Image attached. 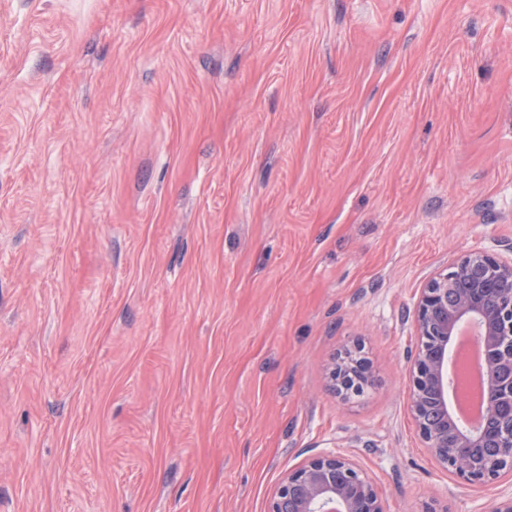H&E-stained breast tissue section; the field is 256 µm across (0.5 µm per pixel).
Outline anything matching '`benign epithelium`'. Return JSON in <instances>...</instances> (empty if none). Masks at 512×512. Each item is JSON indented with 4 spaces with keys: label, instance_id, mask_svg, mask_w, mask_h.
Returning <instances> with one entry per match:
<instances>
[{
    "label": "benign epithelium",
    "instance_id": "benign-epithelium-1",
    "mask_svg": "<svg viewBox=\"0 0 512 512\" xmlns=\"http://www.w3.org/2000/svg\"><path fill=\"white\" fill-rule=\"evenodd\" d=\"M481 330L491 370L488 396L495 408L484 426L465 430L448 410V342L455 328ZM418 344L410 357L408 410L432 460L471 486L512 475V256L485 251L460 255L451 270L421 288L414 311ZM327 378L347 400L373 385L361 344L345 346ZM267 512H386L372 480L353 459L322 450L286 474Z\"/></svg>",
    "mask_w": 512,
    "mask_h": 512
}]
</instances>
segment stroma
<instances>
[{
	"label": "stroma",
	"instance_id": "35a3bbf8",
	"mask_svg": "<svg viewBox=\"0 0 512 512\" xmlns=\"http://www.w3.org/2000/svg\"><path fill=\"white\" fill-rule=\"evenodd\" d=\"M470 251L512 255V0H0V512H266L330 448L482 512L512 480L407 410ZM327 378L333 391L343 400L361 396L373 385L372 365L362 355L360 343L344 347L331 362Z\"/></svg>",
	"mask_w": 512,
	"mask_h": 512
}]
</instances>
